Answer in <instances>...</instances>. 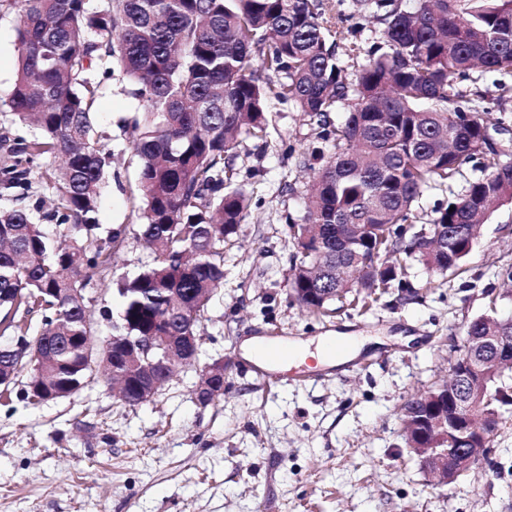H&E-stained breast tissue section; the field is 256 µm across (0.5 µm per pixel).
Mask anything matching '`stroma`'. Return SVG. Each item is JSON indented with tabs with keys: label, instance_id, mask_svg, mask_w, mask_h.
<instances>
[{
	"label": "stroma",
	"instance_id": "stroma-1",
	"mask_svg": "<svg viewBox=\"0 0 512 512\" xmlns=\"http://www.w3.org/2000/svg\"><path fill=\"white\" fill-rule=\"evenodd\" d=\"M16 17L0 19V96L17 69ZM477 88L495 104L490 120L499 151L512 156V91L479 73ZM138 105L120 82L95 105L114 152L102 190V229L126 227L129 239L112 273L93 276L85 293L94 340L114 329L102 311L118 312L114 281L135 277L152 260L137 240L139 203L131 194L139 160L119 126ZM272 144L246 145L234 164L252 196L238 245L224 256V285L200 324L197 361L179 369L151 401L124 404L103 378L35 405L27 375L0 395V512H512V410L503 414L493 452L448 486L429 481L405 443L402 406L447 380L462 354L468 324L505 290L512 264V203L482 225L460 270L431 272L407 262L403 287H391L368 310L313 315L289 296L293 248L285 216L302 218L321 148L289 102L271 106ZM311 158L299 166V157ZM355 334L368 343L353 360L314 377L266 385L250 369L249 337ZM224 364V395L195 400L202 369Z\"/></svg>",
	"mask_w": 512,
	"mask_h": 512
}]
</instances>
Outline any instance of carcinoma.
Masks as SVG:
<instances>
[{"label": "carcinoma", "instance_id": "1", "mask_svg": "<svg viewBox=\"0 0 512 512\" xmlns=\"http://www.w3.org/2000/svg\"><path fill=\"white\" fill-rule=\"evenodd\" d=\"M354 6L385 25L388 51L347 47L364 55L352 83L315 0H0V18L19 19L17 70L0 98V197L12 201L0 206V325L19 350L0 356L1 380L27 371L24 395L49 402L88 378L85 289L92 275L112 271L127 238L98 224L113 154L94 105L117 73L139 101L125 125L141 161L138 236L153 253L134 279L117 282L120 335L131 343L200 340L198 324L224 281V251L249 206L234 159L246 140L270 146L275 101L292 102L331 147L302 222L286 218L295 302L323 316L338 302L365 306L392 286L406 256L441 274L460 269L490 208L512 202V159L499 158L481 118L488 96L460 89L476 70L512 76V0ZM256 58L275 79H260ZM347 99L344 122L332 123L329 113ZM19 123L36 133L16 135ZM488 155L481 175L428 223L448 252L415 238L423 192L448 187ZM38 192L51 205L40 218L25 204ZM406 224L404 242L398 229ZM496 305L491 298L466 333L501 336L509 351L512 320L494 316ZM21 311L39 313V326L16 319ZM477 381L490 413L512 407L511 366L488 360ZM153 397L135 380L126 404Z\"/></svg>", "mask_w": 512, "mask_h": 512}]
</instances>
